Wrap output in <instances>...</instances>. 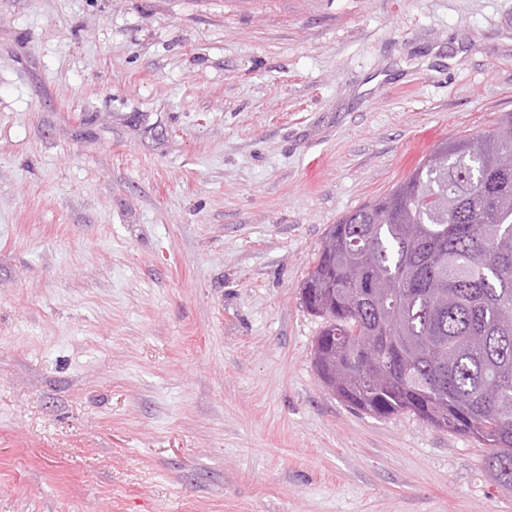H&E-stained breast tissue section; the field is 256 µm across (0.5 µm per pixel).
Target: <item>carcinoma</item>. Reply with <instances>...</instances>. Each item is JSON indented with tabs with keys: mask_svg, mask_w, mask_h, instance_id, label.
I'll use <instances>...</instances> for the list:
<instances>
[{
	"mask_svg": "<svg viewBox=\"0 0 512 512\" xmlns=\"http://www.w3.org/2000/svg\"><path fill=\"white\" fill-rule=\"evenodd\" d=\"M512 113L449 138L333 225L302 304L324 321L319 376L373 416L404 412L489 448L512 488Z\"/></svg>",
	"mask_w": 512,
	"mask_h": 512,
	"instance_id": "obj_1",
	"label": "carcinoma"
}]
</instances>
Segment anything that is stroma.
<instances>
[{
  "mask_svg": "<svg viewBox=\"0 0 512 512\" xmlns=\"http://www.w3.org/2000/svg\"><path fill=\"white\" fill-rule=\"evenodd\" d=\"M512 112V0H0V512H512L348 407L333 224Z\"/></svg>",
  "mask_w": 512,
  "mask_h": 512,
  "instance_id": "1",
  "label": "stroma"
}]
</instances>
